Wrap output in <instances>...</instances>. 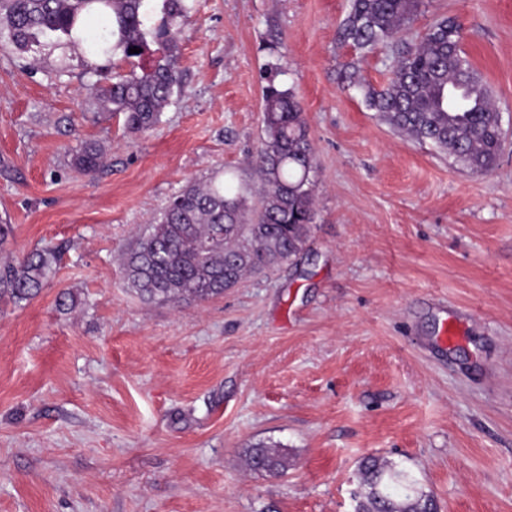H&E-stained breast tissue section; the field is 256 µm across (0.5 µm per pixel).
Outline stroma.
I'll return each instance as SVG.
<instances>
[{
	"mask_svg": "<svg viewBox=\"0 0 512 512\" xmlns=\"http://www.w3.org/2000/svg\"><path fill=\"white\" fill-rule=\"evenodd\" d=\"M349 9L195 0L183 90L139 134L97 115L80 64L56 76L60 51L34 73L0 53V260L57 253L36 298L0 301V512H353L370 457L438 512H512V0H422L372 51L339 41ZM441 16L495 95L485 173L365 103ZM270 61L315 149L305 255L206 302H144L122 257L172 195L218 171L255 184ZM84 141L106 159L92 175ZM259 442L285 474L248 468ZM73 166L86 173H95L104 163V154L100 148L91 143H84L73 154Z\"/></svg>",
	"mask_w": 512,
	"mask_h": 512,
	"instance_id": "stroma-1",
	"label": "stroma"
}]
</instances>
